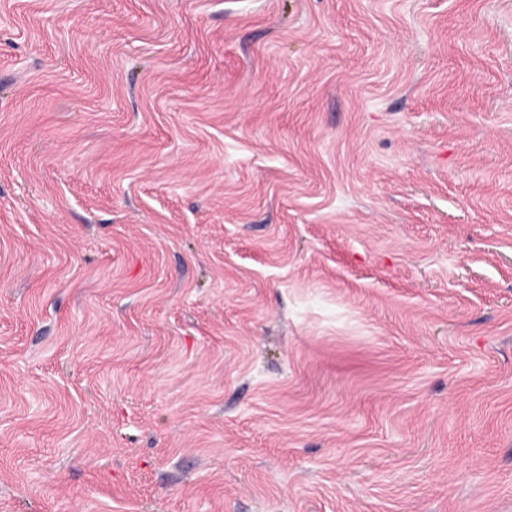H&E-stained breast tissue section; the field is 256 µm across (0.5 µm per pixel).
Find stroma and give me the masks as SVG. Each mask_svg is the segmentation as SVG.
I'll list each match as a JSON object with an SVG mask.
<instances>
[{
    "label": "stroma",
    "instance_id": "1",
    "mask_svg": "<svg viewBox=\"0 0 512 512\" xmlns=\"http://www.w3.org/2000/svg\"><path fill=\"white\" fill-rule=\"evenodd\" d=\"M0 512H512V0H0Z\"/></svg>",
    "mask_w": 512,
    "mask_h": 512
}]
</instances>
